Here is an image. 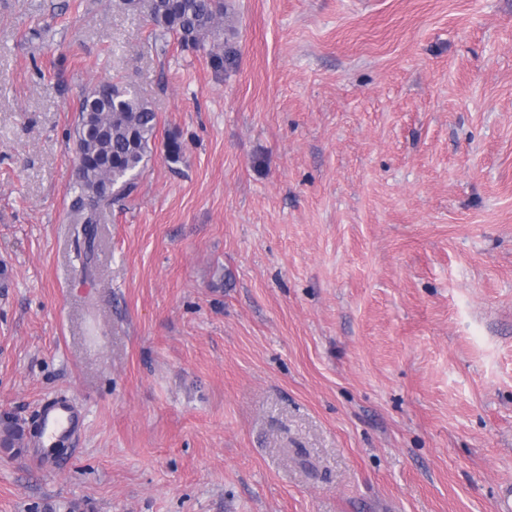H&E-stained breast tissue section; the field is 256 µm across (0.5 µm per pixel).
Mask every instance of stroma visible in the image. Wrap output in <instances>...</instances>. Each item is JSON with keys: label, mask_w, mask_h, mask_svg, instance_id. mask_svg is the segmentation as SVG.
<instances>
[{"label": "stroma", "mask_w": 512, "mask_h": 512, "mask_svg": "<svg viewBox=\"0 0 512 512\" xmlns=\"http://www.w3.org/2000/svg\"><path fill=\"white\" fill-rule=\"evenodd\" d=\"M227 5L0 0V512H512V0ZM106 80L157 128L85 278ZM148 16L165 33L196 47L224 25V0H147ZM76 420L74 406L70 399L57 397L48 400L40 410L41 435L70 434L75 428Z\"/></svg>", "instance_id": "obj_1"}]
</instances>
